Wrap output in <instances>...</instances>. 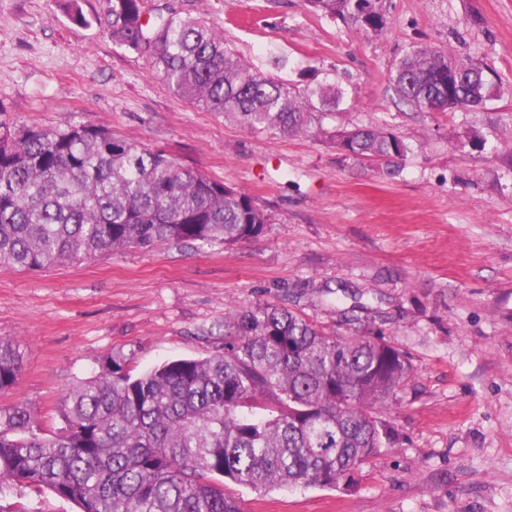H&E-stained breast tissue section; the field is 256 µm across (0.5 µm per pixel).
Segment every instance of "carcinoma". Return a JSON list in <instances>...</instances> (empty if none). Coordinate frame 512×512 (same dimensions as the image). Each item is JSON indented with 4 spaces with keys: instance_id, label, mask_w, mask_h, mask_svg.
Wrapping results in <instances>:
<instances>
[{
    "instance_id": "cac0c4a2",
    "label": "carcinoma",
    "mask_w": 512,
    "mask_h": 512,
    "mask_svg": "<svg viewBox=\"0 0 512 512\" xmlns=\"http://www.w3.org/2000/svg\"><path fill=\"white\" fill-rule=\"evenodd\" d=\"M326 17L383 31L377 0H306ZM114 43L150 54L180 98L235 114L248 128L282 136L311 132L318 113L343 100L334 84L291 97L274 78L240 62L223 36L173 12L146 17L145 0H112ZM390 82L420 112L482 107L495 94L484 70L427 46L412 48ZM338 154L376 161L390 175L411 151L381 127L329 133ZM268 218L248 195L98 125L0 124V268L45 270L109 249L186 241L234 244L261 236ZM339 311L351 336L327 333L285 306L224 314V347L136 373L110 358L102 373L66 392L63 426L46 432L30 411L0 409V497L47 489L80 512H240L224 491L346 486L393 443L381 409L414 376L407 352L364 329L358 292ZM22 372L13 341L0 337V392Z\"/></svg>"
}]
</instances>
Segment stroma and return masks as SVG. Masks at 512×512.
<instances>
[{
	"instance_id": "stroma-1",
	"label": "stroma",
	"mask_w": 512,
	"mask_h": 512,
	"mask_svg": "<svg viewBox=\"0 0 512 512\" xmlns=\"http://www.w3.org/2000/svg\"><path fill=\"white\" fill-rule=\"evenodd\" d=\"M146 3L213 27L294 94L327 80L347 100L305 135L250 129L174 96L148 54L115 44L112 0H0V122L106 126L249 195L268 218L263 235L231 246L0 268V336L23 357L0 408L26 405L58 428L63 394L107 358L142 372L209 356L239 306L283 304L338 330L335 298L307 290L343 282L415 368L383 410L396 444L346 491L229 485L241 512H512V0H379V34L305 0ZM420 45L482 67L495 98L468 112L401 103L390 74ZM369 124L411 144L398 176L339 157L323 135ZM469 128L484 144L458 148Z\"/></svg>"
}]
</instances>
